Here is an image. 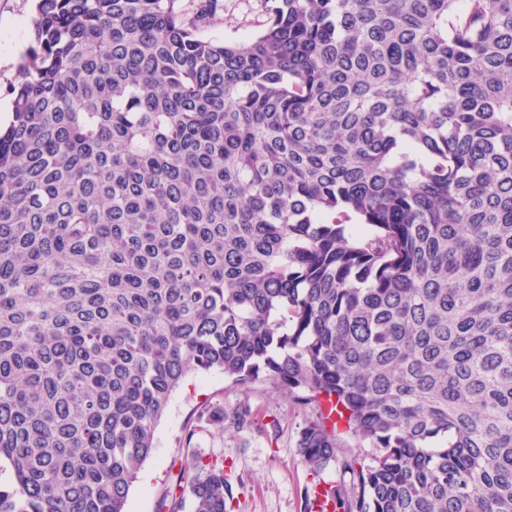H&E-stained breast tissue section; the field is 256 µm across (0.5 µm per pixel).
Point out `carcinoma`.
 I'll return each mask as SVG.
<instances>
[{
    "label": "carcinoma",
    "instance_id": "obj_1",
    "mask_svg": "<svg viewBox=\"0 0 512 512\" xmlns=\"http://www.w3.org/2000/svg\"><path fill=\"white\" fill-rule=\"evenodd\" d=\"M35 0L0 127V512H126L264 380L333 512H512V0ZM235 409L222 427L242 428ZM370 452L344 454L341 434ZM192 512L224 465L187 453ZM225 13L230 14L236 22L225 27L224 22L217 21L205 28L203 34L208 37L224 39L235 37L243 33H254L258 30V24L263 20L262 3L260 0H224Z\"/></svg>",
    "mask_w": 512,
    "mask_h": 512
}]
</instances>
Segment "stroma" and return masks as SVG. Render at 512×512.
<instances>
[{
  "mask_svg": "<svg viewBox=\"0 0 512 512\" xmlns=\"http://www.w3.org/2000/svg\"><path fill=\"white\" fill-rule=\"evenodd\" d=\"M224 8L234 26L216 22L205 28V36L253 33L263 19L261 0H224ZM33 13L34 0H0V118L5 120L11 114L6 87L17 80V65L31 43ZM239 407L251 410L254 427L222 428V412ZM316 413L315 406H299L266 382L241 390L217 372L189 376L159 423L154 453L130 490L127 512H157L164 491L185 492L179 473L189 448L223 460L231 492L227 512H306L307 487L341 482L337 468L316 476L300 460L298 433Z\"/></svg>",
  "mask_w": 512,
  "mask_h": 512,
  "instance_id": "obj_1",
  "label": "stroma"
}]
</instances>
